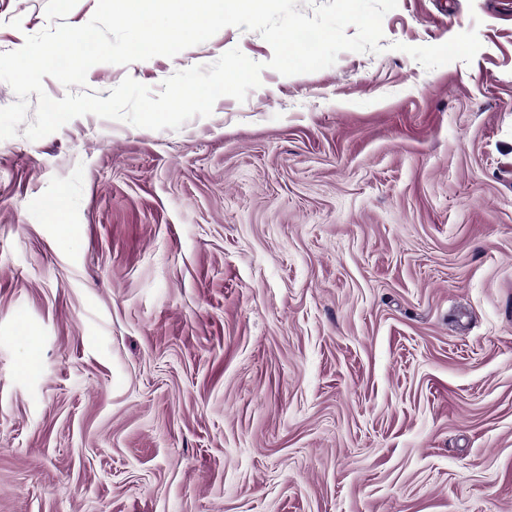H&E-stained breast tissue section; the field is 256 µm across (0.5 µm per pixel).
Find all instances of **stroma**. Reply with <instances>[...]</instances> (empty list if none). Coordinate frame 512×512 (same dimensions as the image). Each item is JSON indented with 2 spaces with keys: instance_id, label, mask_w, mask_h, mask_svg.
Here are the masks:
<instances>
[{
  "instance_id": "35a3bbf8",
  "label": "stroma",
  "mask_w": 512,
  "mask_h": 512,
  "mask_svg": "<svg viewBox=\"0 0 512 512\" xmlns=\"http://www.w3.org/2000/svg\"><path fill=\"white\" fill-rule=\"evenodd\" d=\"M97 3L0 0V53ZM470 29L469 63L397 49ZM382 30L283 76L228 26L85 91L237 48L245 101L0 140V512H512V15Z\"/></svg>"
}]
</instances>
